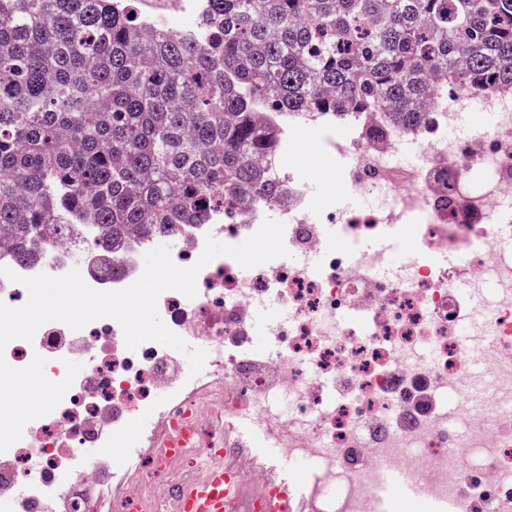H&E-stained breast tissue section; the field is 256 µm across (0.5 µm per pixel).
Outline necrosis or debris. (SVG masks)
Segmentation results:
<instances>
[{
  "instance_id": "obj_1",
  "label": "necrosis or debris",
  "mask_w": 512,
  "mask_h": 512,
  "mask_svg": "<svg viewBox=\"0 0 512 512\" xmlns=\"http://www.w3.org/2000/svg\"><path fill=\"white\" fill-rule=\"evenodd\" d=\"M473 108L485 123L450 137ZM332 124L344 132L333 145L338 175L369 209L314 208L303 177L275 153L263 166L280 201H251L170 240L172 261L187 268L206 237L237 245L272 219L292 255L252 268L221 255L200 268L195 297L159 296L163 323L206 351L199 374L158 342L128 349L111 318L79 330L52 321L33 341L8 343L0 355L10 366L42 356L54 382L66 360H84L62 402L0 452V500L12 512H128L111 495L117 481L133 484L150 512H178L186 468L226 448L225 425L243 417L276 440L314 512H379L394 473L432 512H512V89L443 78L417 122L385 111L343 112ZM84 233L52 239L43 262L0 256V267L61 276L78 255L99 291L141 276L150 241L135 236L107 273L97 250L75 253ZM388 241L415 253L393 262ZM270 304L287 316L269 326L259 356L253 314ZM188 414L193 447L159 468L160 423Z\"/></svg>"
}]
</instances>
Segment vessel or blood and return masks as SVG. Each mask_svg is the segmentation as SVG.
Wrapping results in <instances>:
<instances>
[{"label":"vessel or blood","instance_id":"b4317fda","mask_svg":"<svg viewBox=\"0 0 512 512\" xmlns=\"http://www.w3.org/2000/svg\"><path fill=\"white\" fill-rule=\"evenodd\" d=\"M253 474L261 483L250 482ZM181 499L183 512H251L255 501L262 512H307L296 479L258 455L212 460L201 478L184 485Z\"/></svg>","mask_w":512,"mask_h":512}]
</instances>
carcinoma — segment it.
Here are the masks:
<instances>
[{"label":"carcinoma","instance_id":"1","mask_svg":"<svg viewBox=\"0 0 512 512\" xmlns=\"http://www.w3.org/2000/svg\"><path fill=\"white\" fill-rule=\"evenodd\" d=\"M174 30L139 0H0V244L37 258L59 224L175 239L218 205L279 186L262 112H361L408 123L430 74L512 88V0H196Z\"/></svg>","mask_w":512,"mask_h":512}]
</instances>
